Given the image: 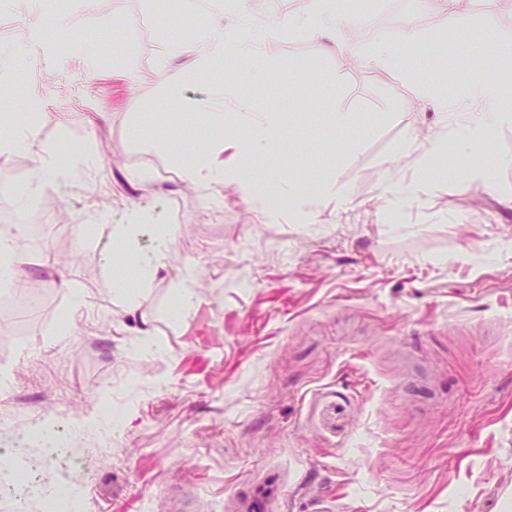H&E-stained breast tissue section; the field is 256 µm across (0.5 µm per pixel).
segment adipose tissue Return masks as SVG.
Here are the masks:
<instances>
[{
    "label": "adipose tissue",
    "mask_w": 512,
    "mask_h": 512,
    "mask_svg": "<svg viewBox=\"0 0 512 512\" xmlns=\"http://www.w3.org/2000/svg\"><path fill=\"white\" fill-rule=\"evenodd\" d=\"M186 11L210 16L215 27L182 46L194 71H206L211 63L224 54V10L219 0H182ZM287 27L329 40L337 53L353 51L351 20L338 16L334 0H308L304 14L289 17ZM423 96L433 102L438 122L454 121V138L465 145L461 161L473 181H489L494 170L511 167L512 156H496L493 164L483 160L491 152L492 135L504 125L512 124V105L503 97L499 82L488 81L471 88L467 95L448 98L434 88L426 87ZM234 120L242 124V131L229 141L210 140L188 150L169 149L173 166L184 182L220 191L225 182H238L243 194L253 202H265L266 193L258 180L249 173L248 162L259 150L272 146L280 130V117L267 110L241 106ZM232 147L238 162L225 167L221 155L225 147ZM31 153L36 157L37 183L48 186L60 183L70 176L79 164V157L63 162L54 145L40 142L36 126L13 127L9 113H0V155Z\"/></svg>",
    "instance_id": "ef3b65f1"
}]
</instances>
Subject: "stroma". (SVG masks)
I'll return each mask as SVG.
<instances>
[{
  "label": "stroma",
  "instance_id": "obj_1",
  "mask_svg": "<svg viewBox=\"0 0 512 512\" xmlns=\"http://www.w3.org/2000/svg\"><path fill=\"white\" fill-rule=\"evenodd\" d=\"M223 0L231 34L259 38L271 63L239 84L241 100L282 118L272 152L318 148L348 201L324 198L307 219L270 215L231 184L184 183L161 146L214 131L205 101L217 73L194 75L180 44L205 33L179 0H0L55 34L54 44L0 42V105L46 112L42 140L85 157L68 187L30 196L35 164L0 159V219L22 221L17 244L32 279L65 276L84 289L48 288L32 320L0 327V368L13 408L41 418L88 458L79 475L86 512H512V168L492 182L456 175V152L433 173L399 154L408 138L441 133L423 86L463 90L487 56L512 45V9L474 0L470 42L433 25L436 0H379L377 35L356 51L282 23L306 0ZM419 38L405 45L408 30ZM404 47L389 72L365 65L377 43ZM144 74L132 84V73ZM67 83L59 99L40 81ZM168 112H157L160 101ZM358 114L319 149L338 112ZM418 183L400 203L379 182ZM112 200L110 223L79 231L74 214ZM66 220L43 222L40 198ZM222 213L207 210L212 199ZM171 224L165 272L134 312L114 304L106 272L128 278L112 227L131 209ZM199 296L176 315V291ZM155 345L143 349L141 330Z\"/></svg>",
  "mask_w": 512,
  "mask_h": 512
}]
</instances>
